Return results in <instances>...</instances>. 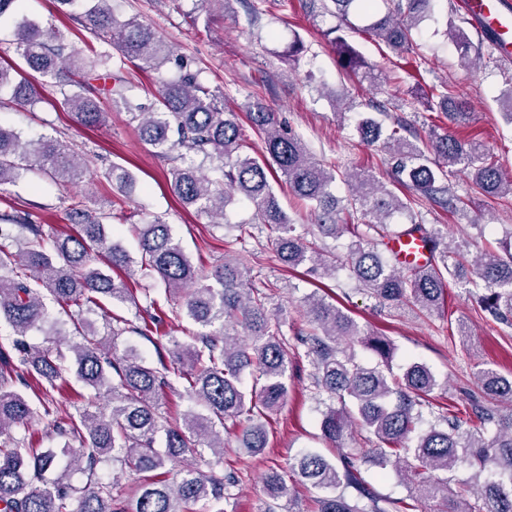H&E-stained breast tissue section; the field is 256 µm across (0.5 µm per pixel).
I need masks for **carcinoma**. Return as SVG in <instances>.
<instances>
[{
  "mask_svg": "<svg viewBox=\"0 0 512 512\" xmlns=\"http://www.w3.org/2000/svg\"><path fill=\"white\" fill-rule=\"evenodd\" d=\"M55 2L61 12L82 18L84 28L112 45L118 56L94 48L84 53L70 45L64 32L23 19L15 28L16 53L28 69L52 78L55 92L49 100L20 69L1 65L0 90L10 91L14 100L31 107L58 104L81 124L98 128L107 123L109 113L91 96L95 87L76 76L101 72L114 80L112 105L138 121L144 141L174 163L170 188L179 202L221 224L229 191L240 194L253 205L255 223L266 226L272 250L288 267L306 265L322 279H336V256L325 245L295 234L270 183L273 170L285 177L297 197L313 204L318 239L351 234L349 270L381 303L406 304L416 313L433 315L444 304L446 278H467L466 253L458 246L439 250L440 230L429 231L417 222L412 207L372 175L338 176L318 163L263 105L256 103L249 112L263 135L265 153L258 157L240 153V129L235 115L224 111V94L205 87L197 71L186 70L172 80L159 78L151 105L128 95L119 71L129 63L158 71L171 59L173 45L135 17L118 22L112 0ZM331 2L338 18L358 12L364 20L358 31L380 39L400 59L416 54L415 33L432 7V0ZM350 32L341 25L331 30L330 44L344 76L380 83L379 66L365 60ZM446 36L459 49L469 48L467 33L455 22L447 24ZM423 99L430 111L442 112L452 122L468 117L467 103L445 83L423 92ZM357 129L372 142L381 137L380 124L369 116L360 117ZM384 148L396 158L399 183L443 209L456 210L462 203L459 197H448V178L459 172L470 175L477 192L487 198L512 195V179L503 177L476 138L432 133L436 164L399 127L392 129ZM199 155L213 162L210 172L195 162ZM35 169L63 186L88 176L70 147L44 138L23 143L18 133L0 125V185ZM109 176L120 192H132L136 178L127 168L114 165ZM338 178L349 188L343 200L332 191ZM357 213L368 219L364 231L355 223ZM399 215L410 217V223L395 222ZM106 219L102 212L74 208L70 220L76 234L48 240L40 224L0 217V319L13 330L0 342V512H209L210 503L225 498L235 476L213 469L197 472L187 464V454L210 448L216 464L223 463L224 438L217 428L228 419L244 424L242 447L250 456L258 454L266 443L263 419L287 398L291 358L302 354L314 366L317 393L326 395L324 437L340 443L355 432H366L374 436L376 447L341 448L334 460L307 451L280 470L269 469L264 477L268 502L262 512H278L284 499L293 502L300 486L316 490V512H419L428 500L438 503L439 512H512V411L500 410L502 405L512 408V375L478 372L480 392L465 390L460 397L470 411L468 428L451 412L427 420L421 399L437 385L434 373L412 362L398 377L359 362L355 345L387 360L393 343L364 333L327 295L315 291L305 297L312 330L300 339L304 353L291 351L273 294L251 287L240 262L226 256L224 263L202 272L169 226L156 219L134 226L141 250L136 265L110 242ZM401 232L423 233L439 251L436 263L418 270L391 263L380 246ZM94 256L104 267L91 265ZM472 269L482 282V291L476 293L479 309L512 325V236L499 242L498 251L481 254ZM116 270L130 279L162 284L168 313L184 315L200 327L195 344L184 347L171 339V361L161 358L156 367L133 354H117L118 336L133 332L147 337L164 325V318L156 314L159 301L146 288L149 306L135 323L125 320L115 326L107 319L101 333L80 319L81 310L98 305L99 295L126 300L131 289L112 278L110 272ZM49 298L70 317L79 341H70L59 321L50 320ZM35 329L44 336L40 345L26 341ZM72 365L92 395L63 419L47 396L62 390L57 381ZM246 370L254 375L248 389L241 383ZM175 378L205 412H188L180 422L169 420L161 405ZM20 384L41 387L39 404L18 389ZM101 396L107 398L103 406L97 404ZM36 416L49 420L67 445L77 444L65 468L58 469L54 452L30 448L29 424ZM365 460L384 473L417 477L410 501L375 494L361 476L359 463ZM109 461L134 480L132 494L124 495L117 480L98 479V469ZM178 462L182 468L174 474L169 466ZM460 466L472 476L464 488L456 489L446 473ZM75 472L87 478L86 485L72 483Z\"/></svg>",
  "mask_w": 512,
  "mask_h": 512,
  "instance_id": "cac0c4a2",
  "label": "carcinoma"
}]
</instances>
